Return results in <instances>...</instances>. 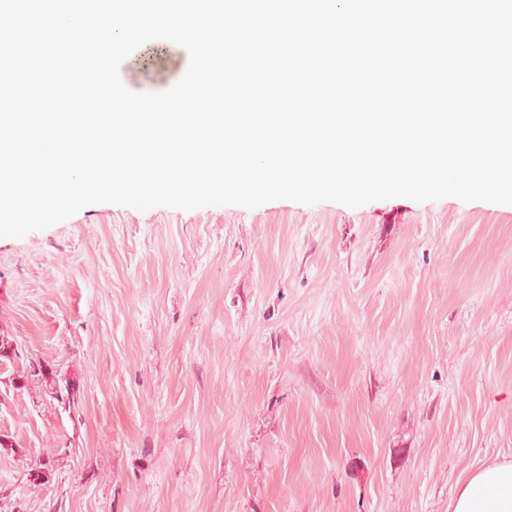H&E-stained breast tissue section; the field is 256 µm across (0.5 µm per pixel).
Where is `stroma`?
I'll list each match as a JSON object with an SVG mask.
<instances>
[{"label":"stroma","instance_id":"obj_1","mask_svg":"<svg viewBox=\"0 0 512 512\" xmlns=\"http://www.w3.org/2000/svg\"><path fill=\"white\" fill-rule=\"evenodd\" d=\"M0 336V512H453L512 463V208L93 204L0 238Z\"/></svg>","mask_w":512,"mask_h":512}]
</instances>
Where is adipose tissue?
<instances>
[{"instance_id": "ef3b65f1", "label": "adipose tissue", "mask_w": 512, "mask_h": 512, "mask_svg": "<svg viewBox=\"0 0 512 512\" xmlns=\"http://www.w3.org/2000/svg\"><path fill=\"white\" fill-rule=\"evenodd\" d=\"M454 512H512V465L494 464L475 473L461 489Z\"/></svg>"}]
</instances>
